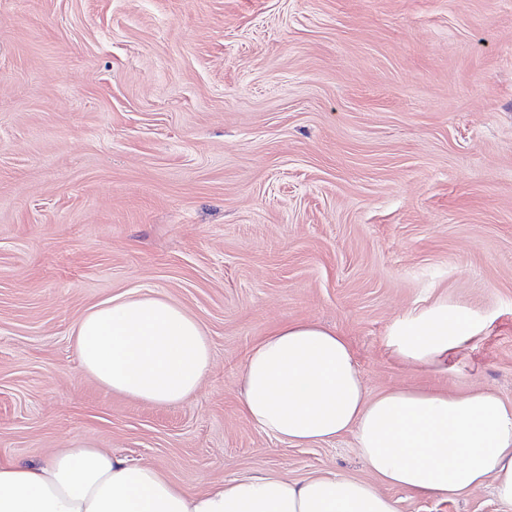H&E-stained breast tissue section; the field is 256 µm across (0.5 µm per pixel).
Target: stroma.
<instances>
[{"mask_svg": "<svg viewBox=\"0 0 512 512\" xmlns=\"http://www.w3.org/2000/svg\"><path fill=\"white\" fill-rule=\"evenodd\" d=\"M145 294L210 341L176 405L79 361L83 315ZM439 301L477 333L401 363L391 327ZM292 321L343 336L369 395L512 403V0H0V458L84 440L192 494L370 480L352 434L293 447L242 410L247 353Z\"/></svg>", "mask_w": 512, "mask_h": 512, "instance_id": "stroma-1", "label": "stroma"}]
</instances>
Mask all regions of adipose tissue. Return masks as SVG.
<instances>
[{
    "mask_svg": "<svg viewBox=\"0 0 512 512\" xmlns=\"http://www.w3.org/2000/svg\"><path fill=\"white\" fill-rule=\"evenodd\" d=\"M472 332L469 311L439 302L398 320L389 344L402 362L430 366ZM75 333L87 374L153 404L183 402L211 365L201 324L157 295L97 305ZM239 394L251 421L288 445L353 433L371 480L330 473L291 482L270 473L191 495L152 465L76 441L40 463L0 460V512H397L384 487L447 500L485 485L512 508V404L492 392L370 396L335 330L292 322L249 351Z\"/></svg>",
    "mask_w": 512,
    "mask_h": 512,
    "instance_id": "adipose-tissue-1",
    "label": "adipose tissue"
}]
</instances>
